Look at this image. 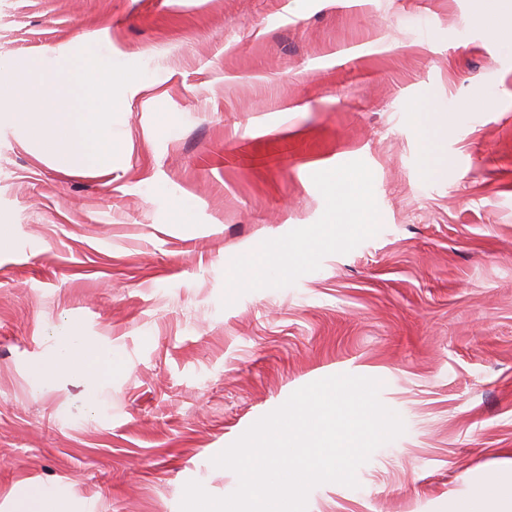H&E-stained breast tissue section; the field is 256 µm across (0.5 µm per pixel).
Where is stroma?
I'll return each instance as SVG.
<instances>
[{
	"label": "stroma",
	"mask_w": 512,
	"mask_h": 512,
	"mask_svg": "<svg viewBox=\"0 0 512 512\" xmlns=\"http://www.w3.org/2000/svg\"><path fill=\"white\" fill-rule=\"evenodd\" d=\"M473 4L0 0V69L55 63L69 97L84 54L143 70L111 175L0 128V512L27 487L62 512L227 496L213 457L337 374L381 381L405 430L307 512H448L512 461V46ZM415 106L449 119L428 153ZM332 170L376 212L335 243ZM245 258L268 272L231 287ZM66 322L112 351L92 409L29 372Z\"/></svg>",
	"instance_id": "1"
}]
</instances>
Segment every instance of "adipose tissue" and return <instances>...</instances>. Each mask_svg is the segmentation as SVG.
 I'll return each mask as SVG.
<instances>
[{
    "label": "adipose tissue",
    "mask_w": 512,
    "mask_h": 512,
    "mask_svg": "<svg viewBox=\"0 0 512 512\" xmlns=\"http://www.w3.org/2000/svg\"><path fill=\"white\" fill-rule=\"evenodd\" d=\"M329 186L332 202L341 206L342 212L353 214L356 230L375 221L373 210L356 192L355 181L341 174L331 175ZM54 346L49 357L38 359L32 366L33 373L43 381L58 378L61 374L89 376L95 364L109 362L110 356L97 343L82 336L72 325H63L53 338ZM465 482L472 491L464 496L452 512H512V467L494 470L478 479L466 475Z\"/></svg>",
    "instance_id": "1"
}]
</instances>
